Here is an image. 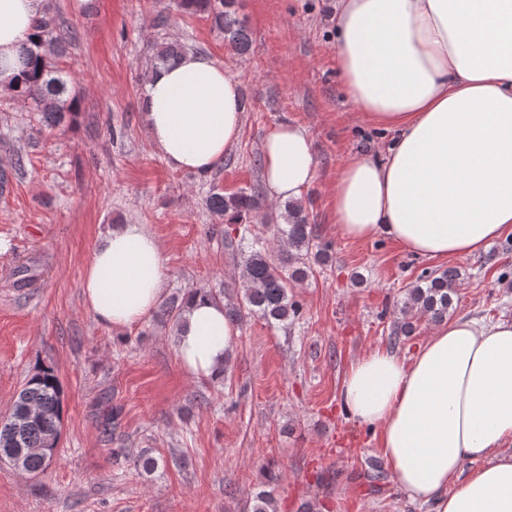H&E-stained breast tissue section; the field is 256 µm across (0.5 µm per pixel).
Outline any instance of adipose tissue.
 Here are the masks:
<instances>
[{"mask_svg": "<svg viewBox=\"0 0 512 512\" xmlns=\"http://www.w3.org/2000/svg\"><path fill=\"white\" fill-rule=\"evenodd\" d=\"M43 0H0V92H7ZM336 59L362 123L395 138L349 159L336 177L341 237H382L433 261L478 254L512 233V0H337ZM149 142L172 167L210 174L239 140L241 83L188 52L149 72ZM317 163L305 127H274L262 144L272 200H294ZM164 256L143 224L108 230L82 278L87 308L123 329L151 316ZM239 330L224 305H187L177 355L195 380L217 379ZM341 410L377 432L407 499L427 512H512V319L461 315L409 358L374 351L354 363ZM480 464L464 471L471 459Z\"/></svg>", "mask_w": 512, "mask_h": 512, "instance_id": "obj_1", "label": "adipose tissue"}]
</instances>
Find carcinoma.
Masks as SVG:
<instances>
[{
	"instance_id": "cac0c4a2",
	"label": "carcinoma",
	"mask_w": 512,
	"mask_h": 512,
	"mask_svg": "<svg viewBox=\"0 0 512 512\" xmlns=\"http://www.w3.org/2000/svg\"><path fill=\"white\" fill-rule=\"evenodd\" d=\"M184 11L205 15L211 20L224 45L238 55L251 48L245 21L235 9L236 0H175ZM69 35L50 11L35 21L31 46L21 52L20 82L11 93L14 100L30 102V111L39 116L41 125L56 128L67 123L77 112L78 97L71 94L68 81L57 73L56 58L63 54ZM152 67L165 66L178 59L185 47L177 42L154 44ZM209 206L225 224L233 227L241 240L259 239L267 233L284 244L277 255L254 250L243 257L240 278L243 294L236 302L224 301V291L196 288L215 301L224 302V314L234 323L243 318V311L258 314L270 324L286 325L295 321L301 305L292 294L293 283L309 277L313 266L325 262L330 243L320 239L316 225L309 222L302 205L286 202L280 209L282 224H253L251 216L263 204L257 192L239 190L226 194L215 185ZM458 270L422 276L423 284L409 290L403 309L405 314L428 315L435 322L448 316L452 295L456 293ZM63 412V390L54 369L41 368L27 378L11 412L0 421V454L14 452L20 461L17 469L30 474L47 470L58 457ZM251 512H276L273 493L261 490L253 496Z\"/></svg>"
}]
</instances>
